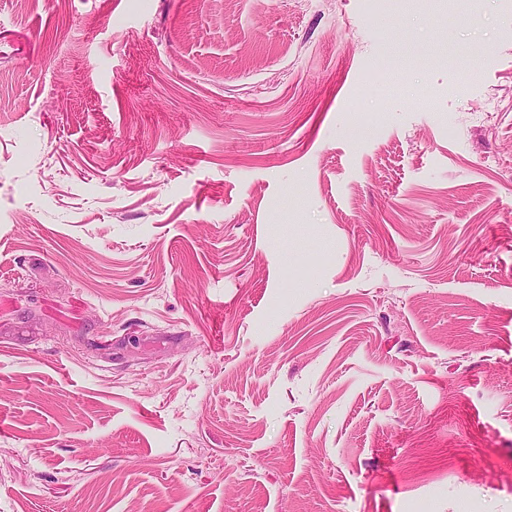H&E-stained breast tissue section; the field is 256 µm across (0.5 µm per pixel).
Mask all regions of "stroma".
I'll return each mask as SVG.
<instances>
[{
	"instance_id": "35a3bbf8",
	"label": "stroma",
	"mask_w": 512,
	"mask_h": 512,
	"mask_svg": "<svg viewBox=\"0 0 512 512\" xmlns=\"http://www.w3.org/2000/svg\"><path fill=\"white\" fill-rule=\"evenodd\" d=\"M0 512H512V0H0Z\"/></svg>"
}]
</instances>
